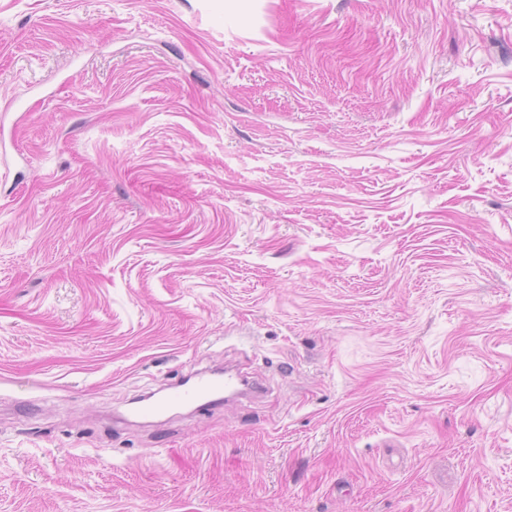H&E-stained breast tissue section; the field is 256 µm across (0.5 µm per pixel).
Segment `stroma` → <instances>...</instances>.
<instances>
[{
    "mask_svg": "<svg viewBox=\"0 0 512 512\" xmlns=\"http://www.w3.org/2000/svg\"><path fill=\"white\" fill-rule=\"evenodd\" d=\"M0 512H512V0H0ZM244 383L245 380L243 378L228 372L225 373L224 382H217L201 377L191 389H182L180 388L182 386L173 387L162 401L138 408L134 411V414L142 417L155 415L162 410L191 403L221 389H224V392L230 394H240L242 393L241 386L244 385Z\"/></svg>",
    "mask_w": 512,
    "mask_h": 512,
    "instance_id": "stroma-1",
    "label": "stroma"
}]
</instances>
